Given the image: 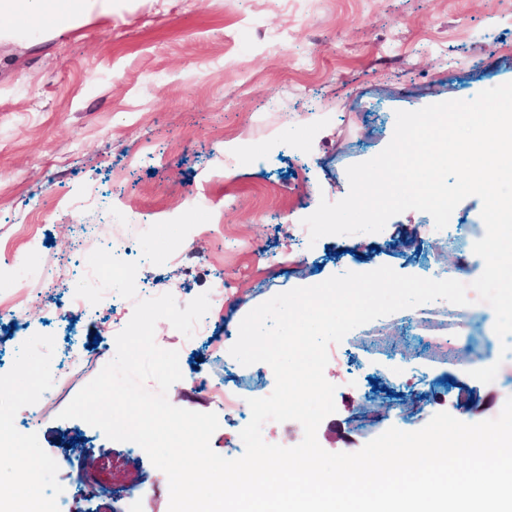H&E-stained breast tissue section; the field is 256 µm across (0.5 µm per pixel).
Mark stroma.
<instances>
[{"mask_svg":"<svg viewBox=\"0 0 512 512\" xmlns=\"http://www.w3.org/2000/svg\"><path fill=\"white\" fill-rule=\"evenodd\" d=\"M55 0L0 42V307L23 322L0 328V379L29 365L24 389L46 403L30 437L36 457L74 512H168L166 475L145 451L109 440L61 411L116 355L112 311L92 307L57 320L58 275L81 284L108 243L153 239L128 255L135 288L171 290L183 302L212 293L207 330L185 336L159 321L156 344L177 351L182 378L167 397L216 413L217 454L251 419L227 414L209 384L241 400L273 392L272 368L240 364L229 350L256 306L296 287L388 266L402 275L472 284L485 263L473 251L482 201L462 200L444 229L408 210L378 233L311 240L303 218L349 191V166L391 141L396 113L512 82V0H112L58 33ZM128 215L108 223L110 210ZM32 263L18 273L11 251ZM427 326L406 308L361 325L334 346L325 368L335 413L319 425L329 452L354 453L389 428L413 432L445 411L465 423L499 415L512 396L494 317L427 303ZM451 348H432L428 329ZM93 364L57 378L70 348ZM497 366L492 383L471 377ZM206 378L199 386L197 378ZM104 465L102 489L81 486L82 458Z\"/></svg>","mask_w":512,"mask_h":512,"instance_id":"35a3bbf8","label":"stroma"}]
</instances>
